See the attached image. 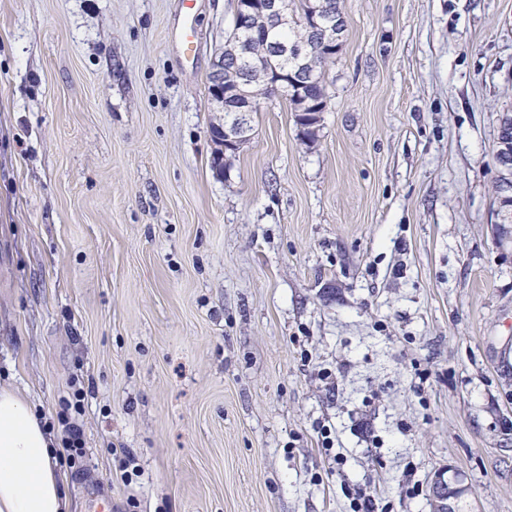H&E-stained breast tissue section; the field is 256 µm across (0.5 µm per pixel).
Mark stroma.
Returning <instances> with one entry per match:
<instances>
[{"mask_svg":"<svg viewBox=\"0 0 512 512\" xmlns=\"http://www.w3.org/2000/svg\"><path fill=\"white\" fill-rule=\"evenodd\" d=\"M180 3L0 0V382L83 389L74 512H512V0H343L316 147L265 100L224 177ZM189 14L190 12L186 13L180 25L170 33V36L181 46L184 56H190L194 52L195 21Z\"/></svg>","mask_w":512,"mask_h":512,"instance_id":"1","label":"stroma"}]
</instances>
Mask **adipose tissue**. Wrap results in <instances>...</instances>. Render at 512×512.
I'll return each mask as SVG.
<instances>
[{"instance_id": "obj_1", "label": "adipose tissue", "mask_w": 512, "mask_h": 512, "mask_svg": "<svg viewBox=\"0 0 512 512\" xmlns=\"http://www.w3.org/2000/svg\"><path fill=\"white\" fill-rule=\"evenodd\" d=\"M66 482L27 398L0 385V512H70Z\"/></svg>"}]
</instances>
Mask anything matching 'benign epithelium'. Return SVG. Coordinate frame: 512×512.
<instances>
[{
    "mask_svg": "<svg viewBox=\"0 0 512 512\" xmlns=\"http://www.w3.org/2000/svg\"><path fill=\"white\" fill-rule=\"evenodd\" d=\"M236 28L250 30L256 21L265 19L276 26H285L294 20L293 5L289 0H236L234 15ZM289 49L278 43L268 42L261 55L253 58L257 69H266L267 87L264 93L250 96L238 83L224 76L225 63L243 56L239 45L228 49L213 64L209 77V92L215 111L235 115L232 122L212 123L209 138L212 143V168L219 177L224 176L232 158L251 139L248 115L257 109L261 100L281 97L288 91V70L279 61L288 58ZM434 512H455L454 503L448 498V484L438 478L432 486Z\"/></svg>",
    "mask_w": 512,
    "mask_h": 512,
    "instance_id": "1",
    "label": "benign epithelium"
}]
</instances>
